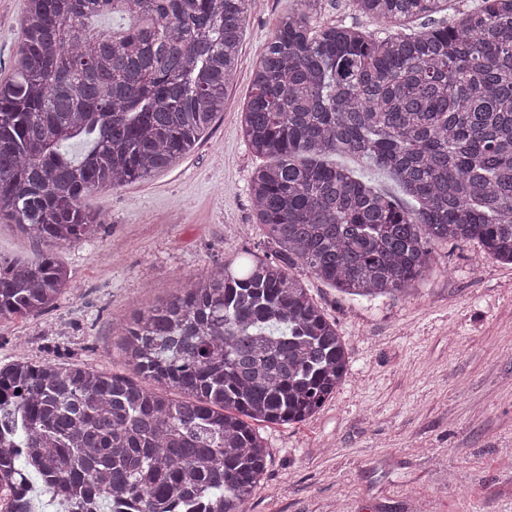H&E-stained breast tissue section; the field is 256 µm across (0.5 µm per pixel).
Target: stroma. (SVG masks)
<instances>
[{
    "instance_id": "35a3bbf8",
    "label": "stroma",
    "mask_w": 512,
    "mask_h": 512,
    "mask_svg": "<svg viewBox=\"0 0 512 512\" xmlns=\"http://www.w3.org/2000/svg\"><path fill=\"white\" fill-rule=\"evenodd\" d=\"M295 7L250 0L224 110L176 166L83 199L103 225L56 248L69 279L54 310L0 321V365L125 373L118 343L133 313L241 253H273L253 210L261 160L241 114L258 58ZM25 9L0 0V80L13 71ZM431 249V274L399 299L354 300L302 273L349 369L307 420L257 425L267 467L245 512H512V265L475 242Z\"/></svg>"
}]
</instances>
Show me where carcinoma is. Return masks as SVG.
<instances>
[{"instance_id":"cac0c4a2","label":"carcinoma","mask_w":512,"mask_h":512,"mask_svg":"<svg viewBox=\"0 0 512 512\" xmlns=\"http://www.w3.org/2000/svg\"><path fill=\"white\" fill-rule=\"evenodd\" d=\"M248 2L27 0L0 81V219L46 251L0 257V321L54 307L67 271L53 248L103 223L85 196L171 168L224 111ZM296 2L242 113L248 148L267 159L250 193L275 257L188 279L129 319L130 376L1 367L0 481L23 460L20 500L243 512L268 456L252 423L306 420L348 368L336 323L295 270L373 300L424 279L433 242L476 240L512 264V0L420 30L411 23L449 0H352L375 33L321 23V0ZM108 14L129 23L93 25ZM344 153L388 171L410 201L325 161Z\"/></svg>"}]
</instances>
